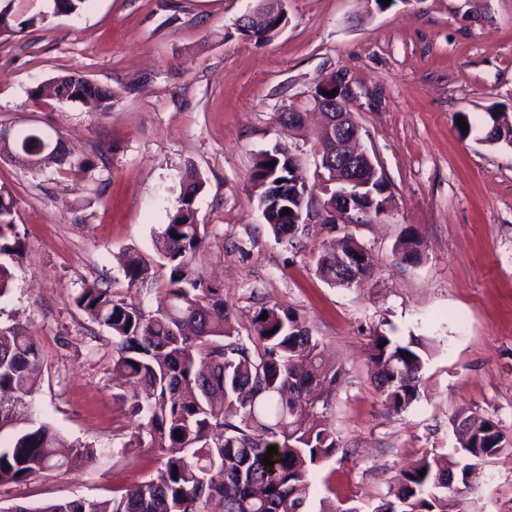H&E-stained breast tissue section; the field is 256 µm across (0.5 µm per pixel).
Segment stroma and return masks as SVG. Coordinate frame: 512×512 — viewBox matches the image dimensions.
Here are the masks:
<instances>
[{
    "label": "stroma",
    "mask_w": 512,
    "mask_h": 512,
    "mask_svg": "<svg viewBox=\"0 0 512 512\" xmlns=\"http://www.w3.org/2000/svg\"><path fill=\"white\" fill-rule=\"evenodd\" d=\"M255 4L85 0L65 15L52 0H16L15 12L46 19L0 36V128L41 129L86 167L0 158L24 244L0 326L22 327L41 346L28 415L100 454L80 471L0 484V507L108 498L160 466L153 449L125 450L133 390L117 389L112 338L72 299L96 282L155 306L154 292L128 287L125 256L152 252L191 169L203 181L196 219L208 228L200 264L222 284L238 334L251 335L261 305H284L343 368L327 412L341 451L310 472V507L328 499L373 512L403 469L452 453L457 410L492 418L512 439V147L483 140L487 109L512 116V0H285L282 31L262 45L236 28ZM73 71L117 91L113 110L36 97ZM336 82L353 95L388 209L373 224L314 215L290 243L266 224L249 175L280 144L319 181V115L300 131L278 116ZM408 229L421 242L414 263L395 248ZM348 234L370 254V274L360 287H332L316 261ZM377 331L431 347L406 410L391 409L373 382ZM473 484L449 493L448 512H512V450L480 463Z\"/></svg>",
    "instance_id": "obj_1"
}]
</instances>
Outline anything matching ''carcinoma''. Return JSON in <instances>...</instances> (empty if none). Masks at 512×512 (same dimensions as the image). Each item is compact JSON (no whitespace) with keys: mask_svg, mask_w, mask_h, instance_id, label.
<instances>
[{"mask_svg":"<svg viewBox=\"0 0 512 512\" xmlns=\"http://www.w3.org/2000/svg\"><path fill=\"white\" fill-rule=\"evenodd\" d=\"M264 20L255 43L270 41L284 15L280 0H262ZM12 4L0 9V35L14 26L34 27L41 15L20 21ZM87 78L70 73L52 84L57 99L79 102L91 112H110L116 91L85 87ZM490 120L484 141L512 147V123L487 109ZM60 139L37 129L17 135L12 149L43 150L41 161L68 160L57 152ZM293 153L275 147L260 153L250 182L258 189V206L276 237L295 240L306 225L286 224L285 205L293 202L280 190L293 179ZM203 186L196 172H187L179 205L161 225L154 255L128 254L125 277L131 288L153 289L156 306L147 310L115 295L110 288L85 286L72 303L112 337V375L139 388L130 413L140 419L124 448H153L163 459L157 474L135 491L106 499L76 498L32 506L15 503L0 512H309L308 475L317 464L335 456L339 441L326 410L342 369L322 356L318 338L295 310L282 305L261 307L247 338L235 334L224 305V288L209 281L198 256L207 226L197 223L195 197ZM13 198L0 186V296L14 280V264L22 242L14 231ZM166 270L159 283L157 268ZM267 319H261L262 314ZM428 344L405 343L377 333L369 359L381 395L395 411L418 398ZM43 370L39 344L17 327H0V432L14 430L0 445V484L22 483L56 468L79 470L93 463L98 450L72 445L59 459V433L47 422L28 419L16 428L18 409L36 392ZM458 457L426 455L402 471L390 498L374 512H444L448 474L464 479L468 468L512 446L498 424L469 410L454 416ZM181 431L176 438L175 431ZM277 446L274 465L263 463L268 446ZM426 470L425 475L419 471Z\"/></svg>","mask_w":512,"mask_h":512,"instance_id":"1","label":"carcinoma"}]
</instances>
